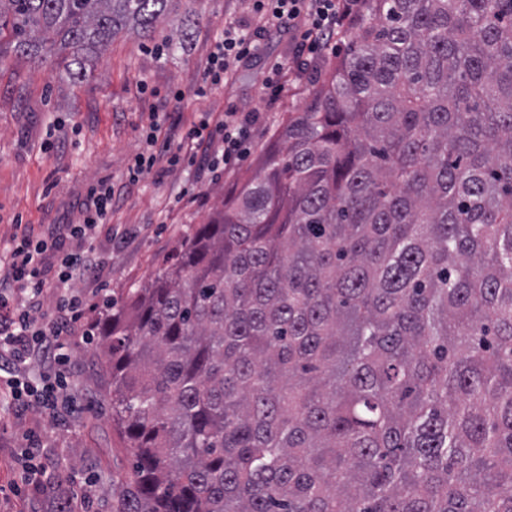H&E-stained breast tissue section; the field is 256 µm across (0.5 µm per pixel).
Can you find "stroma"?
Here are the masks:
<instances>
[{
  "label": "stroma",
  "mask_w": 512,
  "mask_h": 512,
  "mask_svg": "<svg viewBox=\"0 0 512 512\" xmlns=\"http://www.w3.org/2000/svg\"><path fill=\"white\" fill-rule=\"evenodd\" d=\"M228 18L251 21L249 0H173L156 36L179 38L175 53H151L136 35L120 34L75 86L52 58L11 55L0 63V240L18 224L36 231L77 221L93 182L109 179L124 188L111 224L129 238L101 240L109 263L98 285L83 288L88 319L97 317L105 300L121 302L128 289L147 283L188 225L203 223L236 195L244 175L258 171L289 113L306 107L309 79L284 75L287 88L275 103L261 89L270 62L288 55L284 36L271 38L264 56L240 67L228 83L203 87L202 66ZM177 90L185 93L179 102L171 97ZM160 105L179 134L203 114L220 121L228 112H256L264 122L245 159L218 180L183 163L169 167L162 159L137 185L125 187L128 163L143 148L149 114ZM69 354L77 366L69 385L77 414L55 419L29 405L0 421V486L18 483L17 459L32 447L51 471L54 487L0 496V512H53L59 491L70 492L71 512H112L114 493L132 472L112 425L98 342L72 344Z\"/></svg>",
  "instance_id": "35a3bbf8"
}]
</instances>
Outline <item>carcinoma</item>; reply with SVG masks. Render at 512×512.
<instances>
[{
  "label": "carcinoma",
  "instance_id": "cac0c4a2",
  "mask_svg": "<svg viewBox=\"0 0 512 512\" xmlns=\"http://www.w3.org/2000/svg\"><path fill=\"white\" fill-rule=\"evenodd\" d=\"M172 0H0L80 82ZM258 174L93 323L113 512H512V0H362Z\"/></svg>",
  "mask_w": 512,
  "mask_h": 512
}]
</instances>
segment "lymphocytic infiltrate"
Wrapping results in <instances>:
<instances>
[{
    "label": "lymphocytic infiltrate",
    "mask_w": 512,
    "mask_h": 512,
    "mask_svg": "<svg viewBox=\"0 0 512 512\" xmlns=\"http://www.w3.org/2000/svg\"><path fill=\"white\" fill-rule=\"evenodd\" d=\"M360 8L361 0H252L256 25L225 23L207 56L204 80L222 84L240 63L262 55L267 33L285 32L291 54L287 61L270 63L263 82L269 99L278 100L285 90L284 69L301 76L317 59L335 53L337 40ZM260 123L256 114L215 124L202 119L187 133L185 149L172 153L169 163L175 166L185 160L219 175L240 161L244 145ZM218 140L223 143L219 158L210 151ZM116 195L114 184L94 183L77 222L47 224L39 234H14L7 241L6 267L0 273V362L8 370L0 374V403L12 408L32 399L53 416L74 413V406L62 395L72 367L69 345L72 339L92 337L79 284L97 280L104 268L105 257L96 239L111 220ZM47 295L53 299L48 311L43 308ZM32 360L40 365L37 380H21L22 370Z\"/></svg>",
    "instance_id": "f902f5d3"
}]
</instances>
